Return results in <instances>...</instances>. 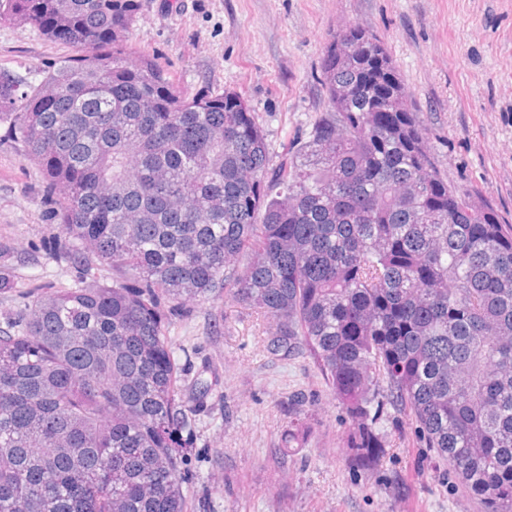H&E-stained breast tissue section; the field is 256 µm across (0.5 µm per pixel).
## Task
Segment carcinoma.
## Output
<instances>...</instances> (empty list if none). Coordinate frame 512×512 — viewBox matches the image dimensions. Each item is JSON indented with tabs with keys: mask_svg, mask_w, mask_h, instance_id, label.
<instances>
[{
	"mask_svg": "<svg viewBox=\"0 0 512 512\" xmlns=\"http://www.w3.org/2000/svg\"><path fill=\"white\" fill-rule=\"evenodd\" d=\"M139 0H0L72 55L0 122L45 179L54 250L112 285L32 289L0 330V512H187L192 417L165 330L224 293L317 362L368 468L409 416L482 512H512V225L448 184L379 39L322 59L328 109L274 165L234 92L189 95L127 52ZM251 258L238 269L244 252Z\"/></svg>",
	"mask_w": 512,
	"mask_h": 512,
	"instance_id": "cac0c4a2",
	"label": "carcinoma"
}]
</instances>
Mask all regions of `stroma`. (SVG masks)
I'll list each match as a JSON object with an SVG mask.
<instances>
[{
    "label": "stroma",
    "instance_id": "stroma-1",
    "mask_svg": "<svg viewBox=\"0 0 512 512\" xmlns=\"http://www.w3.org/2000/svg\"><path fill=\"white\" fill-rule=\"evenodd\" d=\"M375 34L392 59L451 185L512 222V0H140L128 42L192 94L243 96L273 160L311 130L327 99L333 34ZM70 54L35 28L0 24V71L22 88ZM39 166L0 124V327L41 286L111 283L60 258ZM270 321L231 299L190 303L166 334L195 417L184 465L189 512H480L407 417L385 410L386 451L371 467L346 452L350 421L314 360L269 352Z\"/></svg>",
    "mask_w": 512,
    "mask_h": 512
}]
</instances>
